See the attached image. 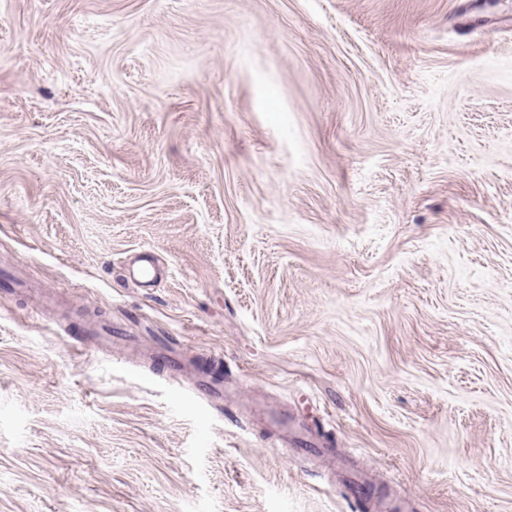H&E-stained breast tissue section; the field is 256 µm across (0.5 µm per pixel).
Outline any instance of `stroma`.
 Instances as JSON below:
<instances>
[{
	"instance_id": "obj_1",
	"label": "stroma",
	"mask_w": 512,
	"mask_h": 512,
	"mask_svg": "<svg viewBox=\"0 0 512 512\" xmlns=\"http://www.w3.org/2000/svg\"><path fill=\"white\" fill-rule=\"evenodd\" d=\"M3 277L0 512H512V0H0Z\"/></svg>"
}]
</instances>
